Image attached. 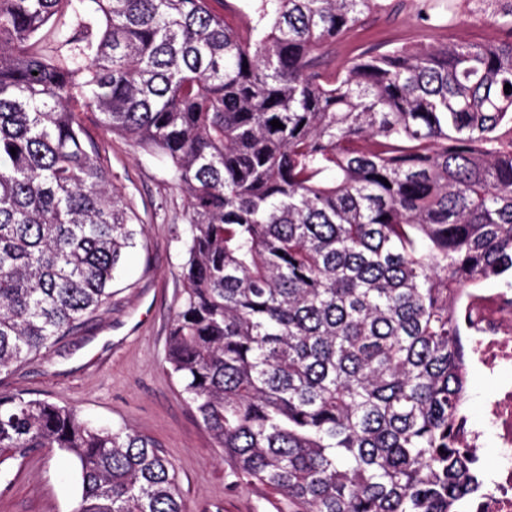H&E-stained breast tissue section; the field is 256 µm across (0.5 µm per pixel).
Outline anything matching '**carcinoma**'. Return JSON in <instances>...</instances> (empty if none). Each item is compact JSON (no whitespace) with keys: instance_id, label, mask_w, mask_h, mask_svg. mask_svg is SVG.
<instances>
[{"instance_id":"cac0c4a2","label":"carcinoma","mask_w":512,"mask_h":512,"mask_svg":"<svg viewBox=\"0 0 512 512\" xmlns=\"http://www.w3.org/2000/svg\"><path fill=\"white\" fill-rule=\"evenodd\" d=\"M490 2L504 39L337 68L382 0H249L243 26L212 0H0V374L107 303L142 234L96 112L186 194L166 369L234 471L288 512H462L459 298L512 290V0ZM53 450L75 512H184L154 439L0 394V468Z\"/></svg>"}]
</instances>
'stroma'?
Segmentation results:
<instances>
[{
    "label": "stroma",
    "instance_id": "obj_1",
    "mask_svg": "<svg viewBox=\"0 0 512 512\" xmlns=\"http://www.w3.org/2000/svg\"><path fill=\"white\" fill-rule=\"evenodd\" d=\"M386 12L332 45L340 66L371 46H416L455 35L500 38L485 23L487 0H391ZM471 12L473 25L457 24ZM80 118L100 145L113 185L135 209L144 233L112 286V297L78 333L40 357L0 375V392L20 393L76 408L106 427L127 426L164 449L181 488L185 512H281L272 489L239 479L222 449L184 400L165 369V343L182 289L185 255L176 235L186 226L183 191L162 157L119 134H101L96 113ZM79 485L71 455L53 451L0 476V512H74Z\"/></svg>",
    "mask_w": 512,
    "mask_h": 512
}]
</instances>
